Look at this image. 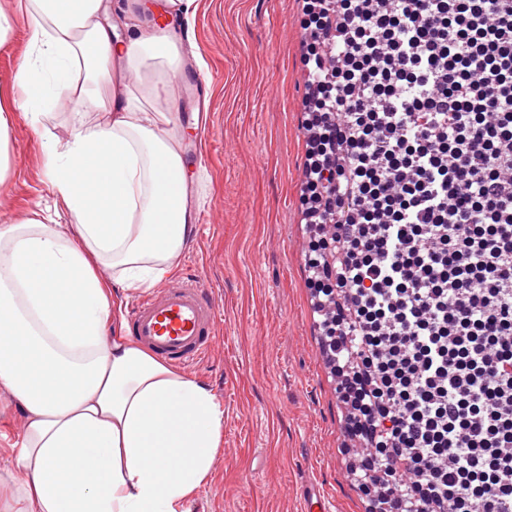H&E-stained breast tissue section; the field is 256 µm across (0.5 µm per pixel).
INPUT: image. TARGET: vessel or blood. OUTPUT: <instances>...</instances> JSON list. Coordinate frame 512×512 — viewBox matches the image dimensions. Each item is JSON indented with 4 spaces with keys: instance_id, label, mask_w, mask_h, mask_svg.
<instances>
[{
    "instance_id": "obj_1",
    "label": "vessel or blood",
    "mask_w": 512,
    "mask_h": 512,
    "mask_svg": "<svg viewBox=\"0 0 512 512\" xmlns=\"http://www.w3.org/2000/svg\"><path fill=\"white\" fill-rule=\"evenodd\" d=\"M129 322L138 343L165 362L187 367L212 346L218 305L199 280L179 278L140 297L130 309Z\"/></svg>"
}]
</instances>
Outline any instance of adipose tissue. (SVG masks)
Wrapping results in <instances>:
<instances>
[{
    "label": "adipose tissue",
    "instance_id": "ef3b65f1",
    "mask_svg": "<svg viewBox=\"0 0 512 512\" xmlns=\"http://www.w3.org/2000/svg\"><path fill=\"white\" fill-rule=\"evenodd\" d=\"M195 0H139L115 22L104 0H19L27 48L0 102V183L11 108L95 112L44 150L69 224L40 212L0 225V387L27 420L18 487L0 512H187L210 474L216 396L123 334L116 289L152 286L193 238L173 27ZM178 466H169L170 458Z\"/></svg>",
    "mask_w": 512,
    "mask_h": 512
}]
</instances>
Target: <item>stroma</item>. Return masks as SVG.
I'll use <instances>...</instances> for the list:
<instances>
[{
  "mask_svg": "<svg viewBox=\"0 0 512 512\" xmlns=\"http://www.w3.org/2000/svg\"><path fill=\"white\" fill-rule=\"evenodd\" d=\"M184 34L179 118L196 233L176 275L200 279L219 307L217 336L184 373L224 409L220 446L189 512H301L318 485L332 512H368L342 436L347 408L320 357L306 283L300 201L308 132L300 0H196ZM206 149L198 147L201 125ZM67 112L33 128L15 111L0 225L29 211L69 217L43 175V142L70 139ZM26 415L0 387V482L22 483L14 461Z\"/></svg>",
  "mask_w": 512,
  "mask_h": 512,
  "instance_id": "obj_1",
  "label": "stroma"
}]
</instances>
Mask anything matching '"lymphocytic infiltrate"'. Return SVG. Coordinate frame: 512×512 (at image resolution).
<instances>
[{
  "label": "lymphocytic infiltrate",
  "mask_w": 512,
  "mask_h": 512,
  "mask_svg": "<svg viewBox=\"0 0 512 512\" xmlns=\"http://www.w3.org/2000/svg\"><path fill=\"white\" fill-rule=\"evenodd\" d=\"M304 211L380 512H512V0H304Z\"/></svg>",
  "instance_id": "1"
}]
</instances>
